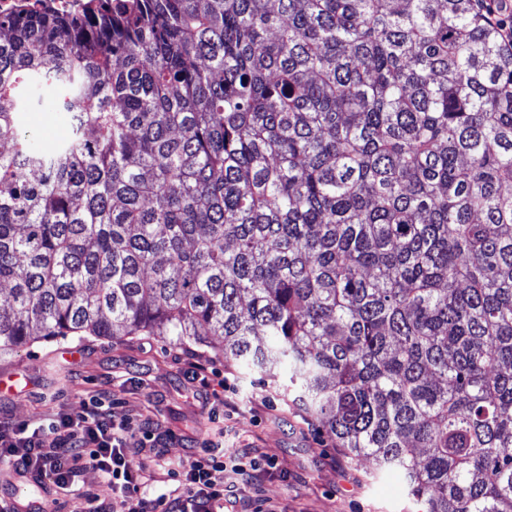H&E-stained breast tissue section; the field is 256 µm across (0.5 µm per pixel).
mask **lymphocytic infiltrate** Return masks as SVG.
<instances>
[{
  "instance_id": "1",
  "label": "lymphocytic infiltrate",
  "mask_w": 512,
  "mask_h": 512,
  "mask_svg": "<svg viewBox=\"0 0 512 512\" xmlns=\"http://www.w3.org/2000/svg\"><path fill=\"white\" fill-rule=\"evenodd\" d=\"M152 420L118 416L91 400L78 412H59L45 424L29 427L19 421H0V464L38 485L67 488L85 468L106 477L109 501L89 491L81 512H228L237 504L236 491L224 482L225 471L250 479L257 470L270 471L274 462L251 467L226 465L222 442L203 439L197 453L178 476L173 494L147 498L146 467L134 463L130 451L151 437Z\"/></svg>"
}]
</instances>
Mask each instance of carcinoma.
<instances>
[{
    "mask_svg": "<svg viewBox=\"0 0 512 512\" xmlns=\"http://www.w3.org/2000/svg\"><path fill=\"white\" fill-rule=\"evenodd\" d=\"M82 335L286 370L426 512H512V45L474 0L0 15V358ZM23 121L34 132L36 145L43 149H50L68 134L61 112H55L48 99L43 105L31 106L28 112H23Z\"/></svg>",
    "mask_w": 512,
    "mask_h": 512,
    "instance_id": "carcinoma-1",
    "label": "carcinoma"
}]
</instances>
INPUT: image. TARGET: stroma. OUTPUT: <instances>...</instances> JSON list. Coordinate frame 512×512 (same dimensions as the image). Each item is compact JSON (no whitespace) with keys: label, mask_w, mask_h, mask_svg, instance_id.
<instances>
[{"label":"stroma","mask_w":512,"mask_h":512,"mask_svg":"<svg viewBox=\"0 0 512 512\" xmlns=\"http://www.w3.org/2000/svg\"><path fill=\"white\" fill-rule=\"evenodd\" d=\"M37 146L48 149L65 138L68 128L50 104L29 107L23 115ZM182 345L163 336H71L38 343L0 361V374H14L15 390L0 392V419L36 424L54 411H80L84 401L102 392L117 414L169 422L185 433L206 438L224 433L225 456L270 458L276 468L258 474L241 495L249 512H423L404 475L374 471L324 435L316 419L295 401L287 375L258 381L245 369L226 365L223 357L201 346L228 387L222 424L208 420L209 406L187 378L179 357ZM192 455L189 441L160 433L133 454L148 465V498L177 486L173 471ZM99 471L88 468L62 491L50 486L34 496L44 512H75L86 490H103Z\"/></svg>","instance_id":"stroma-1"}]
</instances>
